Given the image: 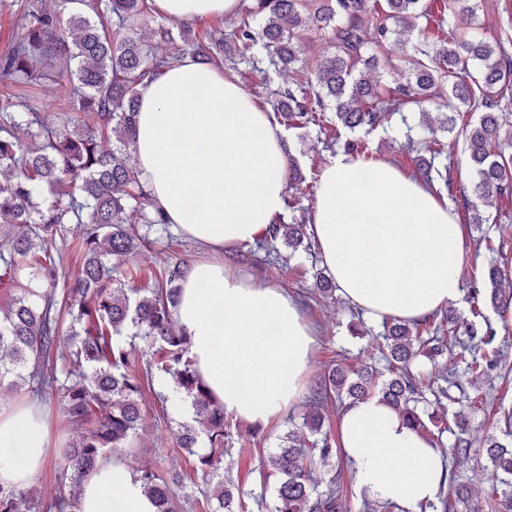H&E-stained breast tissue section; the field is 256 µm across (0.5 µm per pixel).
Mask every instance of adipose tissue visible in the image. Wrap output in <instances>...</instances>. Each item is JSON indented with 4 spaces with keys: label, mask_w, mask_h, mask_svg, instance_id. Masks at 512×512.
Here are the masks:
<instances>
[{
    "label": "adipose tissue",
    "mask_w": 512,
    "mask_h": 512,
    "mask_svg": "<svg viewBox=\"0 0 512 512\" xmlns=\"http://www.w3.org/2000/svg\"><path fill=\"white\" fill-rule=\"evenodd\" d=\"M169 19L233 15L239 0H151ZM288 142L223 72L186 59L139 88L135 156L153 201L214 260L185 269L175 308L197 369L227 415L267 426L303 397L316 331L287 290L221 261L268 231L285 208ZM309 231L343 298L371 318L418 323L461 296L463 237L453 209L390 162L338 153L321 171ZM37 404L0 410V482L22 483L47 458ZM360 490L420 512L445 481L442 450L380 396L340 418ZM81 512H156L112 460L84 485Z\"/></svg>",
    "instance_id": "1"
}]
</instances>
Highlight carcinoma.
<instances>
[{
	"mask_svg": "<svg viewBox=\"0 0 512 512\" xmlns=\"http://www.w3.org/2000/svg\"><path fill=\"white\" fill-rule=\"evenodd\" d=\"M24 25L0 54V82L35 85L50 78L64 89L52 115L20 102L17 92L0 96V224L17 232L0 244V285L16 282L28 270L29 284L0 309V393L27 391L33 399L57 395L76 437L54 449L63 464L55 475V494L44 498L21 485L0 483V512H80L83 484L101 461L127 462L156 512H191L196 500L179 494L184 473L162 471L149 461H129L128 453L143 423L142 385L167 379L172 394L162 401L191 405L193 423L179 425L176 444L194 458L207 489L200 491L208 512H246L244 492L224 475V456L234 449L224 405L200 377L190 355V338L177 330L174 312L184 261L168 259L148 288L128 293L121 278L127 257L151 250L159 239L151 227L167 224L153 204L137 168L128 162L134 148L139 86L189 54L224 67L254 49L266 64L265 76L292 70L298 61L295 40L311 31L334 44L336 51L305 74L277 89L273 113L294 128L322 126L331 111L350 131H370L387 114L409 105L433 103L437 112L422 113L423 133L407 135L408 152L439 145L437 132L454 130L453 114L477 112L476 123L463 130L464 154L477 179L479 200L512 194V130L504 106L512 99V54L509 38L489 42L479 37L443 33L426 46L413 41L420 19L455 9L474 13L473 0H254L241 13L229 37L224 29L199 33L182 22L179 33L156 20L149 0H14ZM166 44L162 52L145 41V32ZM411 46L402 64L385 55L387 45ZM389 70L391 82L376 76ZM418 172L451 188L448 172L419 158ZM288 189L301 192L304 177L291 161L284 173ZM76 225L82 263L69 287L57 291L62 276L53 241ZM146 225L136 232L135 225ZM305 213L291 224H272L242 259L261 265L286 261L278 244L295 250L307 241ZM504 272L487 269L491 289H470L473 319L460 321L454 310L441 311L422 323L385 318L379 349L382 368L357 366L349 357L327 365L309 387L302 425L315 439L297 445L285 435L270 457L276 497L271 512H346L339 476L323 481L316 469L332 458L345 460L331 430L324 429L328 404L346 405L379 395L416 432L443 445L450 431L446 417L448 387L459 386L456 373L424 376L414 370L418 358L430 361L448 352V332L463 329L458 356L466 372L481 377L500 361L497 329L482 313L489 301L503 302L497 288ZM314 289L304 302L332 297L336 284L324 271L314 273ZM71 342L60 349L63 332ZM471 359H466V356ZM457 432L452 459L471 457L468 423L454 420ZM485 459L505 479L493 490L494 504L512 509V448L492 437ZM469 501L462 485L441 488L437 500L421 512H455V502Z\"/></svg>",
	"mask_w": 512,
	"mask_h": 512,
	"instance_id": "obj_1",
	"label": "carcinoma"
}]
</instances>
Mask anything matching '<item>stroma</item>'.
I'll use <instances>...</instances> for the list:
<instances>
[{"label": "stroma", "instance_id": "obj_1", "mask_svg": "<svg viewBox=\"0 0 512 512\" xmlns=\"http://www.w3.org/2000/svg\"><path fill=\"white\" fill-rule=\"evenodd\" d=\"M449 28L456 35H476L491 40L503 37L505 31L512 29V0H478L474 14L459 13L448 17ZM418 111L407 112L406 116H392L380 126L370 131L366 139L373 159L393 162L406 173L416 170L413 157L400 153V129L403 122H416ZM331 127H310L307 129H289L288 138L294 159L306 180L317 178L322 168L331 160L330 152L324 151L320 143L321 136L331 135ZM490 219L485 224H473L466 210L457 213L462 228L464 252L460 269L463 296L455 302L458 315L470 314V302L467 296L473 283L482 282L487 266L495 262L504 270L505 280L501 284L503 291L512 292V196L496 200L489 207ZM171 236L170 247L165 253L145 251L128 260L129 284L138 287L151 282L155 273L163 265L165 257H180L188 262L206 259L207 251L193 240L185 237L176 225L167 228ZM261 279L282 285L289 291L312 287L311 258L304 251H296L288 265L270 266L260 271ZM483 313L498 330L496 344L502 348L504 359L501 368L490 378H472L465 373V364L457 356L459 346L456 341L448 343V357L444 362L449 369L458 374L459 384L451 388V401L448 403L449 417L460 416L469 424L468 437L472 442V457L468 462L456 467V483L467 486L471 493L470 504H457L456 512H468L469 505L484 504L497 475L487 466L482 450L487 437H495L502 443L512 442L504 423V413L512 410V304L503 308L485 306ZM353 311L343 299L328 300L314 307L312 317L317 323L320 336L319 347L313 361V374H320L324 367L337 359L338 355H347L351 361L369 360L376 356L380 340V321L366 319L370 332L365 336L352 335L349 322ZM305 412L303 404L293 405L285 418L261 428L255 435L247 452L225 457L224 469L234 479L239 480L248 497L265 496L274 500L273 486L264 484L260 475V462L268 457L278 438L292 425L301 424ZM146 431L138 443L140 458L156 461L163 468L172 467L191 471L192 464L176 445L174 433L178 420L175 417H162L160 407L154 399L146 401Z\"/></svg>", "mask_w": 512, "mask_h": 512}]
</instances>
